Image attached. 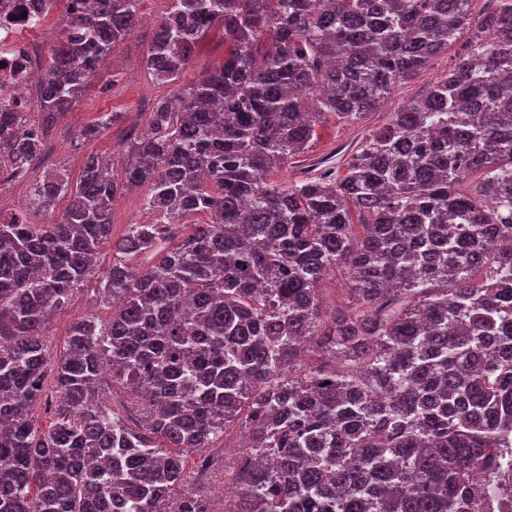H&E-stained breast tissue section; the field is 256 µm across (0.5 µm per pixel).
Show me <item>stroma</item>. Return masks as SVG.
<instances>
[{
    "label": "stroma",
    "instance_id": "stroma-1",
    "mask_svg": "<svg viewBox=\"0 0 512 512\" xmlns=\"http://www.w3.org/2000/svg\"><path fill=\"white\" fill-rule=\"evenodd\" d=\"M169 8V0H141L138 7L140 24L124 41L116 44L101 63L81 101L58 123L46 143L49 155L46 163L29 168L24 178L0 187V197L8 199L15 211L26 210L32 187L42 181L47 169L55 165H63L73 178L79 175L86 158L91 155L110 160L117 166L122 165L132 134L146 131L153 105L171 91L170 86L156 83L144 66L154 25ZM471 37V31L461 33L448 50L437 55L418 77L396 90L380 109L364 119L343 123L328 118L316 124V139L311 150L274 171L272 181L302 180L310 164L325 158L331 159L334 165H342L369 130L387 123L394 112L424 95L434 82L441 79ZM223 61L224 36L221 29L216 27L196 45L185 76L190 80L202 78ZM101 112L120 113L121 119L98 136L76 142L78 131L91 124ZM148 193V187L143 186L119 195L117 204L112 207L113 239L125 236L131 225L154 222L153 213L145 207ZM88 313L105 319L110 316L111 309L97 300L92 290L87 288L74 294L68 305L53 317L44 338L49 361H56L61 355L72 323ZM243 433L240 424H233L224 436L214 441L209 450L213 464L204 492L213 512H231L239 500L233 485L242 457L240 440Z\"/></svg>",
    "mask_w": 512,
    "mask_h": 512
}]
</instances>
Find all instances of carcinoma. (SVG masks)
<instances>
[{
	"instance_id": "1",
	"label": "carcinoma",
	"mask_w": 512,
	"mask_h": 512,
	"mask_svg": "<svg viewBox=\"0 0 512 512\" xmlns=\"http://www.w3.org/2000/svg\"><path fill=\"white\" fill-rule=\"evenodd\" d=\"M139 2L65 0L37 111L0 112V185L40 159ZM471 2L170 0L147 51L156 82L179 80L217 24L224 64L157 102L120 173L91 155L77 182L55 171L28 210H0V512H212L207 450L236 421L252 443L231 512L512 503V0L476 18ZM471 26L448 75L343 174L326 159L268 180L309 152L317 120L375 111ZM118 120L100 112L76 141ZM143 185L163 222L111 242L117 192ZM61 197L58 219H33ZM182 219L173 248L130 264ZM109 243L97 293L112 313L73 322L43 430V336ZM336 270L356 304L327 316L317 286ZM308 340L337 361L299 369ZM108 370L135 415L100 401Z\"/></svg>"
}]
</instances>
